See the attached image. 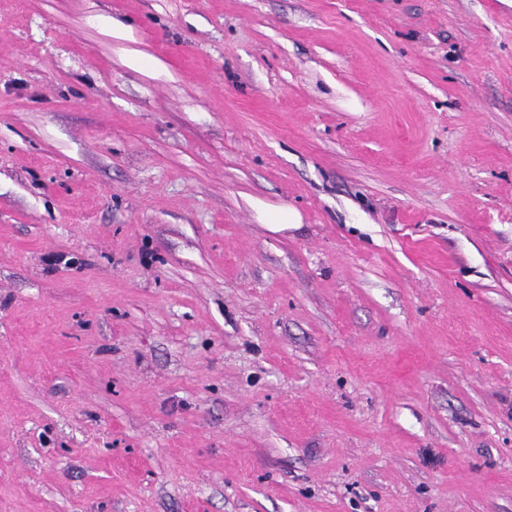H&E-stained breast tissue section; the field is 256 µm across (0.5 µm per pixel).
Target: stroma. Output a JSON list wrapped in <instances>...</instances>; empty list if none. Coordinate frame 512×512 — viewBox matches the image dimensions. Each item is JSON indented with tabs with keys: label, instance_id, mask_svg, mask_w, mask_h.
Returning a JSON list of instances; mask_svg holds the SVG:
<instances>
[{
	"label": "stroma",
	"instance_id": "35a3bbf8",
	"mask_svg": "<svg viewBox=\"0 0 512 512\" xmlns=\"http://www.w3.org/2000/svg\"><path fill=\"white\" fill-rule=\"evenodd\" d=\"M0 512H512V0H0Z\"/></svg>",
	"mask_w": 512,
	"mask_h": 512
}]
</instances>
